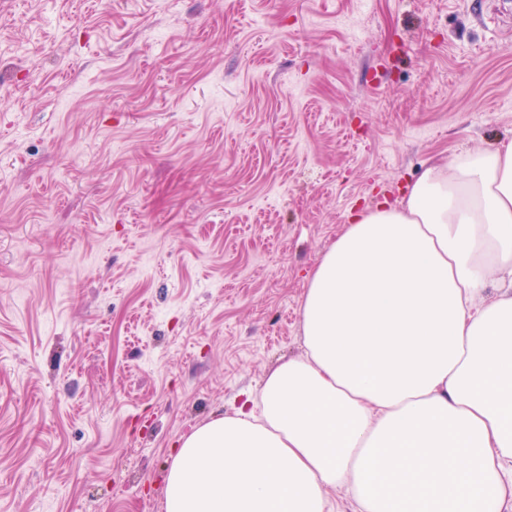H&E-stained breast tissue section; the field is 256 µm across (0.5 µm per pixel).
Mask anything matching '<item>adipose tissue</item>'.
I'll return each instance as SVG.
<instances>
[{
    "mask_svg": "<svg viewBox=\"0 0 512 512\" xmlns=\"http://www.w3.org/2000/svg\"><path fill=\"white\" fill-rule=\"evenodd\" d=\"M301 342L181 439L166 512H512V138L351 214Z\"/></svg>",
    "mask_w": 512,
    "mask_h": 512,
    "instance_id": "1",
    "label": "adipose tissue"
}]
</instances>
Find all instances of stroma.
I'll use <instances>...</instances> for the list:
<instances>
[{
    "label": "stroma",
    "instance_id": "stroma-1",
    "mask_svg": "<svg viewBox=\"0 0 512 512\" xmlns=\"http://www.w3.org/2000/svg\"><path fill=\"white\" fill-rule=\"evenodd\" d=\"M512 137V0H0V512H165L304 276Z\"/></svg>",
    "mask_w": 512,
    "mask_h": 512
}]
</instances>
